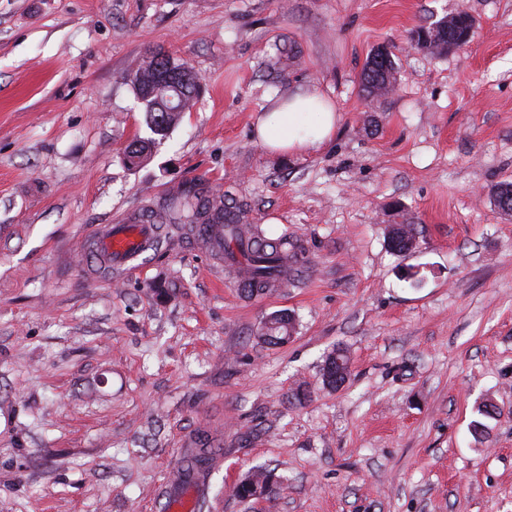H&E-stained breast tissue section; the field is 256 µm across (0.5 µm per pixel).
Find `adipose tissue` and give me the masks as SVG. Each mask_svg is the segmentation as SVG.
Returning a JSON list of instances; mask_svg holds the SVG:
<instances>
[{
    "mask_svg": "<svg viewBox=\"0 0 512 512\" xmlns=\"http://www.w3.org/2000/svg\"><path fill=\"white\" fill-rule=\"evenodd\" d=\"M336 122L333 101L304 89L274 101L269 111L258 117L254 129L258 142L268 150L298 152L329 141Z\"/></svg>",
    "mask_w": 512,
    "mask_h": 512,
    "instance_id": "adipose-tissue-1",
    "label": "adipose tissue"
}]
</instances>
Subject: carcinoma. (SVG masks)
I'll return each mask as SVG.
<instances>
[{
    "mask_svg": "<svg viewBox=\"0 0 512 512\" xmlns=\"http://www.w3.org/2000/svg\"><path fill=\"white\" fill-rule=\"evenodd\" d=\"M373 60H368L361 72L362 90L375 93L384 83ZM137 96L151 95L153 104H145L146 121L156 135H166L188 110L198 95L201 87L200 78L190 64L184 59L173 57L158 48L150 51L145 60L129 78ZM148 155V143L140 140L131 142L125 157L129 164L141 163ZM490 197L494 205L503 212L512 211V192L509 184L499 183L491 187ZM233 206L224 204V194L194 184L182 188L170 203L145 205L138 218L158 225V234L154 247H159L166 237L168 224H217L219 221L229 224ZM416 240V228L412 224H400L390 232L391 249L396 253L411 250ZM275 239L257 238L251 245L237 244L240 255L244 258L250 276L248 287L243 292L254 295L264 291L271 280L280 272L281 257L274 248ZM296 332L295 318L284 312L270 314L260 328L258 337L268 345H282L286 338ZM347 351L337 346L325 356L321 364V377L324 384L337 388L345 382L344 372L348 365ZM267 475L263 470L255 471L251 477L241 481L235 487V493L241 498H250L266 491Z\"/></svg>",
    "mask_w": 512,
    "mask_h": 512,
    "instance_id": "1",
    "label": "carcinoma"
}]
</instances>
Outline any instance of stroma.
<instances>
[{
	"instance_id": "obj_1",
	"label": "stroma",
	"mask_w": 512,
	"mask_h": 512,
	"mask_svg": "<svg viewBox=\"0 0 512 512\" xmlns=\"http://www.w3.org/2000/svg\"><path fill=\"white\" fill-rule=\"evenodd\" d=\"M458 10L463 48L413 32ZM164 47L201 79L153 134L126 78ZM388 47L397 90L360 72ZM316 90L331 139L262 147L273 100ZM151 144L136 167L133 140ZM200 181L288 240L248 297L191 225L116 273L94 231ZM512 0H0V512H160L183 438L211 512H512ZM392 224L415 249L391 251ZM297 321L260 342L263 318ZM342 387H323L333 347ZM305 391L296 400L297 391ZM499 409L483 438V400ZM270 496L241 500L249 473ZM295 332L296 320L292 315L274 312L266 317L258 329V337L268 345H282L288 341L286 336L289 339ZM348 361L349 358L347 351L340 346H337L328 352L320 369L323 383L334 388L341 386L347 378L344 376V372L347 369ZM333 375L335 378L331 379ZM338 382L340 383L338 384ZM268 481L267 475L263 470L255 471L251 477L241 481L235 487V493L241 498H250L266 491L265 482Z\"/></svg>"
}]
</instances>
